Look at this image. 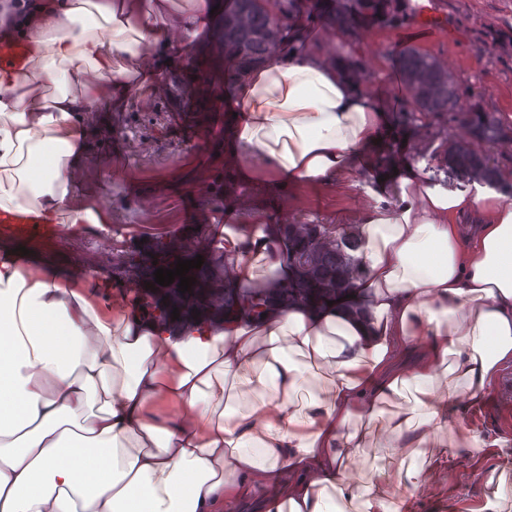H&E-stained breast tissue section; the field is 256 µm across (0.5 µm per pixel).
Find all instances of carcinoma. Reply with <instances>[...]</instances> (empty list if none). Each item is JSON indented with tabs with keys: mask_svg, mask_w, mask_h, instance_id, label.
<instances>
[{
	"mask_svg": "<svg viewBox=\"0 0 512 512\" xmlns=\"http://www.w3.org/2000/svg\"><path fill=\"white\" fill-rule=\"evenodd\" d=\"M388 0H325L320 16L343 33L353 32L375 21H386L384 15ZM301 8L300 0H231L224 9L222 26L224 57L233 66L224 72L226 80L242 78L252 67L262 63L285 37L288 20ZM403 82L409 90L414 111L424 118L457 112L461 124L470 128L473 136L494 141L502 134L499 123L473 109L456 111L459 88L445 67L433 55L416 47H408L396 59ZM440 169L468 181L478 180L489 185L498 182V174L489 158L475 153L465 141L445 144ZM288 260L296 269L295 275L283 285L252 288L241 292L224 288L221 303H216L209 288L211 270L203 266L195 272L191 289L182 293L180 277L172 284L161 286L155 282V270L174 269L177 260L190 255L180 249L158 243L146 257L132 256L126 261L127 271L143 287L136 296L142 310L152 319L167 327L170 335L183 336L198 324L214 326L224 320L227 312H240L260 317L274 308L295 304L323 305L355 286L356 260L354 253L361 239L353 232L342 230L335 239L324 224L284 225ZM179 310V319L172 320L173 310Z\"/></svg>",
	"mask_w": 512,
	"mask_h": 512,
	"instance_id": "carcinoma-1",
	"label": "carcinoma"
}]
</instances>
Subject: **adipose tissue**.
Segmentation results:
<instances>
[{
	"label": "adipose tissue",
	"instance_id": "1",
	"mask_svg": "<svg viewBox=\"0 0 512 512\" xmlns=\"http://www.w3.org/2000/svg\"><path fill=\"white\" fill-rule=\"evenodd\" d=\"M213 6L33 0L15 28L32 66L0 80V210L110 224L83 192L85 119L146 80L163 92L161 66ZM229 98L235 184L326 185L365 165L352 296L174 338L101 293L97 270L1 252L0 512H412L449 449L483 447L451 432L450 408L482 402L512 366V195L386 164L397 133L382 99L298 28ZM205 239L230 287L291 274L261 207ZM375 443L403 496L357 480Z\"/></svg>",
	"mask_w": 512,
	"mask_h": 512
}]
</instances>
